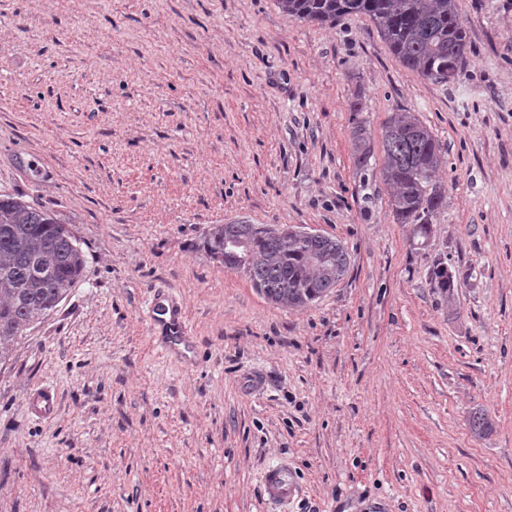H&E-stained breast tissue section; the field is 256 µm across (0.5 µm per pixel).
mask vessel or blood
<instances>
[{
	"instance_id": "1",
	"label": "vessel or blood",
	"mask_w": 512,
	"mask_h": 512,
	"mask_svg": "<svg viewBox=\"0 0 512 512\" xmlns=\"http://www.w3.org/2000/svg\"><path fill=\"white\" fill-rule=\"evenodd\" d=\"M144 313L152 334L165 353L180 355L191 349V327L177 302L160 291L150 292ZM28 402L32 412L40 417L53 415L57 396L45 387L31 391ZM264 497L281 507H288L300 493V487L287 463L267 468L261 478Z\"/></svg>"
}]
</instances>
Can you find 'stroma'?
Here are the masks:
<instances>
[{"instance_id": "stroma-1", "label": "stroma", "mask_w": 512, "mask_h": 512, "mask_svg": "<svg viewBox=\"0 0 512 512\" xmlns=\"http://www.w3.org/2000/svg\"><path fill=\"white\" fill-rule=\"evenodd\" d=\"M456 4L471 51L436 84L359 14L0 0V194L57 214L85 258L0 366V512H278L259 478L283 461L289 512H512V0ZM400 109L445 151L423 246L381 174ZM215 224L303 226L340 240L349 272L275 305L205 252ZM437 259L452 298L429 284ZM154 288L193 360L152 339ZM38 384L51 418L28 409Z\"/></svg>"}]
</instances>
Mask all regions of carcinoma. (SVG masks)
<instances>
[{"mask_svg": "<svg viewBox=\"0 0 512 512\" xmlns=\"http://www.w3.org/2000/svg\"><path fill=\"white\" fill-rule=\"evenodd\" d=\"M289 16L334 23L350 13L368 17L400 62L420 76L445 83L455 80L468 55L466 31L456 0H277ZM356 163L370 158L363 128L353 132ZM384 181L399 224H412L417 236L432 232L433 219L448 203V190L433 182L444 163L443 149L432 132L403 110L383 133ZM243 246L233 253L229 241ZM203 248L229 270L241 271L268 301L280 304L299 297L304 305L329 293L346 275L350 256L336 238L288 239L277 229L258 224H214ZM84 256L72 229L55 215L8 194L0 195V363L10 360L14 346L34 323L46 318L82 276ZM430 285L442 296L452 294L454 276L436 260ZM473 433L491 427L487 413L469 415Z\"/></svg>", "mask_w": 512, "mask_h": 512, "instance_id": "carcinoma-1", "label": "carcinoma"}]
</instances>
